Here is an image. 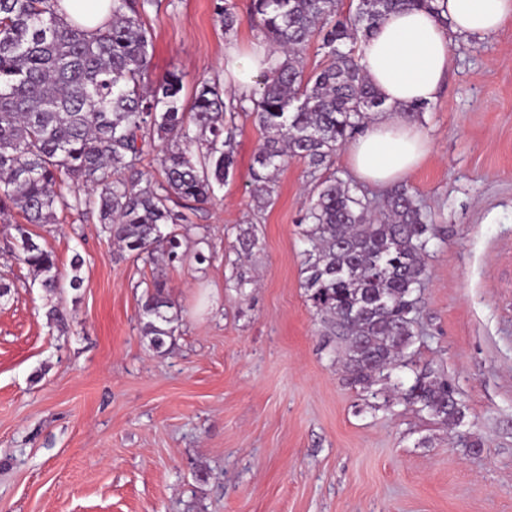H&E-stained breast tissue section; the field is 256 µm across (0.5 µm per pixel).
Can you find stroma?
Here are the masks:
<instances>
[{
  "label": "stroma",
  "mask_w": 512,
  "mask_h": 512,
  "mask_svg": "<svg viewBox=\"0 0 512 512\" xmlns=\"http://www.w3.org/2000/svg\"><path fill=\"white\" fill-rule=\"evenodd\" d=\"M217 2L148 8L152 83L223 80L228 46L256 41L249 0H234L229 38ZM450 47L419 120L431 150L405 178L441 228L416 347L456 386L481 451L409 405L371 410L346 383L303 286L308 166L289 161L258 208L261 131L243 118L233 179L170 227L179 260L144 261L96 211L60 209L29 230L63 274L80 258L83 283L51 296L17 258L22 214L0 223V512H512V21ZM246 232L247 255L233 248ZM156 280L181 312L166 356L139 313ZM54 306L68 326L48 321Z\"/></svg>",
  "instance_id": "obj_1"
}]
</instances>
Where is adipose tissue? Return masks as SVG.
Returning <instances> with one entry per match:
<instances>
[{
  "label": "adipose tissue",
  "mask_w": 512,
  "mask_h": 512,
  "mask_svg": "<svg viewBox=\"0 0 512 512\" xmlns=\"http://www.w3.org/2000/svg\"><path fill=\"white\" fill-rule=\"evenodd\" d=\"M447 23L426 10L387 16L360 38L356 55L364 74L382 93L386 112L368 121L348 149L349 166L363 182L387 187L410 173L427 155L430 143L403 114L405 106L431 102L452 67L449 33L486 36L512 17V0H445ZM269 49L257 41L247 49L228 48L224 89L249 92L269 67Z\"/></svg>",
  "instance_id": "ef3b65f1"
}]
</instances>
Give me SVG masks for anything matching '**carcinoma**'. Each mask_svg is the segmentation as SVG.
Instances as JSON below:
<instances>
[{
  "instance_id": "obj_1",
  "label": "carcinoma",
  "mask_w": 512,
  "mask_h": 512,
  "mask_svg": "<svg viewBox=\"0 0 512 512\" xmlns=\"http://www.w3.org/2000/svg\"><path fill=\"white\" fill-rule=\"evenodd\" d=\"M154 0H112L110 18L92 34L69 19L62 0H0V215L17 209L27 224H50L58 207L98 208L102 230L136 256L178 258L180 242L161 227L197 210L236 168V119L254 116L262 143L254 159L253 192L263 207L276 195L275 174L289 161L314 173L302 236L304 288L329 333L341 344L347 384L383 402L416 407L438 423L461 426L456 389L413 349L419 292L440 229L432 212L404 183L386 191L384 205L337 175L334 158L371 115L386 110L381 93L360 69L359 36L390 13L438 9L435 0H250L248 21L271 48L272 64L258 88L224 99L215 81H201L191 103L184 77L171 72L146 83L152 37L142 22ZM224 34L241 23L232 0L216 6ZM327 62L305 74L313 44ZM167 144L159 158L164 181L140 187L148 139ZM204 143L206 153L194 158ZM18 259L40 287L55 295L81 287V260L64 285L55 253L14 225ZM142 332L156 353H168L179 322L165 283L141 301Z\"/></svg>"
}]
</instances>
